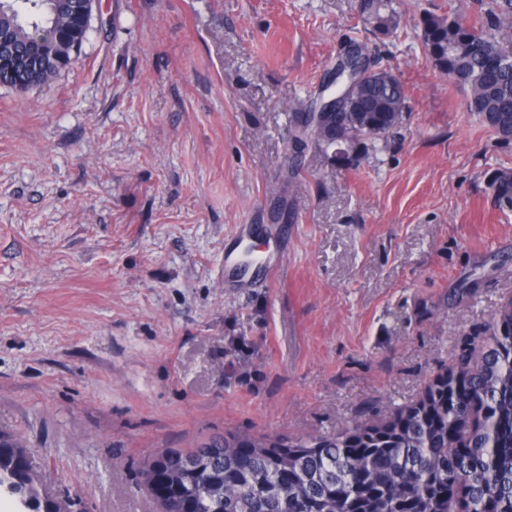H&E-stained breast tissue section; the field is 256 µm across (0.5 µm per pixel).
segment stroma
I'll return each instance as SVG.
<instances>
[{
    "label": "stroma",
    "instance_id": "1",
    "mask_svg": "<svg viewBox=\"0 0 512 512\" xmlns=\"http://www.w3.org/2000/svg\"><path fill=\"white\" fill-rule=\"evenodd\" d=\"M94 0L51 83L0 86V429L54 498L153 512L145 457L234 431L291 440L376 424L512 299V142L426 56L421 12L476 0ZM407 97L381 151L298 144L351 39ZM287 231L282 269L220 277L238 225ZM360 11L375 35H388L396 25L392 0H365ZM490 187L493 190L496 205L503 211H512V173L495 172L491 178Z\"/></svg>",
    "mask_w": 512,
    "mask_h": 512
}]
</instances>
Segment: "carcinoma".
Masks as SVG:
<instances>
[{
    "mask_svg": "<svg viewBox=\"0 0 512 512\" xmlns=\"http://www.w3.org/2000/svg\"><path fill=\"white\" fill-rule=\"evenodd\" d=\"M92 0H0V84L53 81L81 51ZM375 35L396 25L392 0H363ZM481 24L422 13L432 63L468 92L466 110L512 139V0H483ZM402 84L381 70L331 115L350 149L376 152L407 112ZM496 205L512 211V173L497 171ZM458 362L413 405L332 437L215 435L185 451L165 448L139 468L158 512H512V299L494 309ZM31 449L0 432V474L44 512H68L44 494Z\"/></svg>",
    "mask_w": 512,
    "mask_h": 512,
    "instance_id": "1",
    "label": "carcinoma"
}]
</instances>
